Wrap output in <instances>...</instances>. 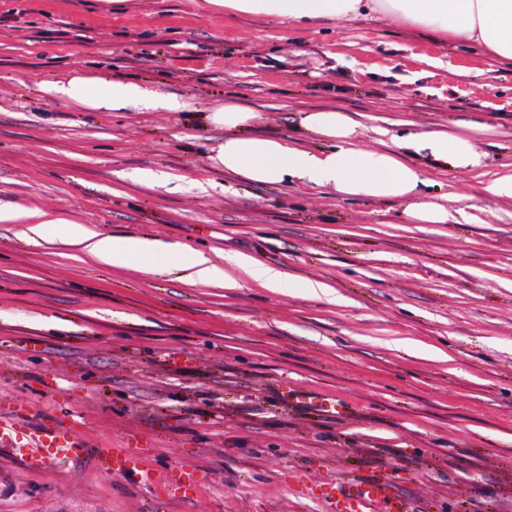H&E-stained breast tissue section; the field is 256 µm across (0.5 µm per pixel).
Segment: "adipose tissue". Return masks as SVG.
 <instances>
[{"instance_id": "obj_1", "label": "adipose tissue", "mask_w": 512, "mask_h": 512, "mask_svg": "<svg viewBox=\"0 0 512 512\" xmlns=\"http://www.w3.org/2000/svg\"><path fill=\"white\" fill-rule=\"evenodd\" d=\"M208 5L242 14H262L279 20L311 24L378 13L406 28L426 29L442 36L476 44L488 54L512 60V0H206ZM43 91L93 110L122 112L135 106L144 112H178L181 99L148 91L134 80L89 79L73 75L47 80ZM210 122L224 128L226 136L212 157L225 172L255 184L277 185L300 182L326 189L341 198L363 197L393 200L418 224H445L453 215L439 201L419 197L426 178L423 170L406 160L410 148L427 152L434 159L459 170L476 168L482 152L476 139L448 131L412 134L403 139L402 151L363 150L355 147L359 124L348 113L322 109L305 113L301 125L327 141L328 147L311 152L289 141L244 135L255 118L252 110L227 100L209 113ZM62 243L82 247L99 263L112 267L136 266L154 272L158 253L168 255L170 268L180 271L194 284L236 287L231 268L243 270L267 288L280 287L283 271L263 265L255 258L239 255L223 267L206 254L192 256L156 239L104 235L83 224L68 223Z\"/></svg>"}]
</instances>
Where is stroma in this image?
I'll return each instance as SVG.
<instances>
[{
  "label": "stroma",
  "instance_id": "1",
  "mask_svg": "<svg viewBox=\"0 0 512 512\" xmlns=\"http://www.w3.org/2000/svg\"><path fill=\"white\" fill-rule=\"evenodd\" d=\"M131 78L182 112H102L44 94L71 73ZM316 152L303 111L361 125L356 145L470 134L462 171L409 152L447 224L401 203L257 185L216 167L208 112ZM512 62L360 16L302 25L205 0H0V411L86 449L56 465L0 449V512H333L384 478L411 512H512ZM153 237L217 263L282 270L266 288L191 284L28 238L34 211ZM326 284L323 293L305 280ZM136 468L105 473L103 448Z\"/></svg>",
  "mask_w": 512,
  "mask_h": 512
}]
</instances>
